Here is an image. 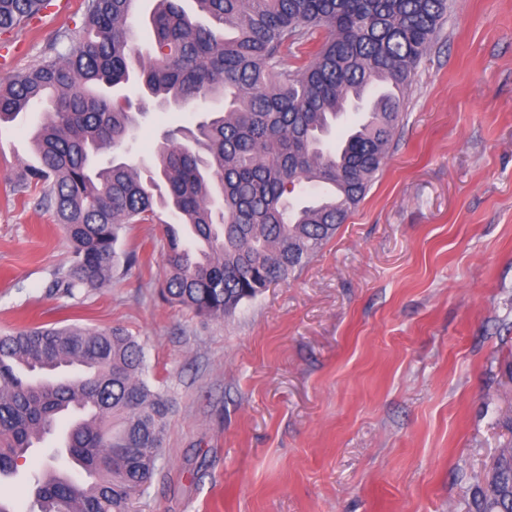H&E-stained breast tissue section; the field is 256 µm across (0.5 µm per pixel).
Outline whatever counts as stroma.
Listing matches in <instances>:
<instances>
[{"instance_id":"stroma-1","label":"stroma","mask_w":512,"mask_h":512,"mask_svg":"<svg viewBox=\"0 0 512 512\" xmlns=\"http://www.w3.org/2000/svg\"><path fill=\"white\" fill-rule=\"evenodd\" d=\"M82 2L0 35V78L80 26ZM223 108L150 112L125 161L148 168L164 131ZM43 121L37 105L0 125V334L76 323L139 342L172 409L136 512H472L512 446V0H450L364 199L288 282L221 319L162 299L158 224L126 225L106 286L53 290L71 243L40 189H13ZM67 426L0 483L15 512H38Z\"/></svg>"}]
</instances>
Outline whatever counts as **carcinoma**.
Instances as JSON below:
<instances>
[{
	"label": "carcinoma",
	"instance_id": "1",
	"mask_svg": "<svg viewBox=\"0 0 512 512\" xmlns=\"http://www.w3.org/2000/svg\"><path fill=\"white\" fill-rule=\"evenodd\" d=\"M46 0H0V34L37 15ZM224 27L191 20L181 0H157L152 49L141 55L131 0H83L80 28L58 32L26 71L0 78V121L47 103L33 137L39 165L15 189L43 188L72 243L68 272L53 287L69 296L103 287L127 224H162L161 296L222 318L288 279L321 249L363 199L383 165L405 107L403 92L437 39L448 0H194ZM325 27L330 37L306 64L288 56ZM136 81L127 96L96 90ZM381 84L370 118L336 144L324 136ZM215 96L224 111L164 135L154 172L142 177L107 148L134 136L145 99L183 109ZM307 186L319 198L298 207ZM142 374V350L121 328L39 325L0 336V479L41 443L71 407L94 415L70 426L64 448L88 480L54 467L34 495L40 512H132L161 457L171 403ZM475 512H512V447L503 448L475 497Z\"/></svg>",
	"mask_w": 512,
	"mask_h": 512
}]
</instances>
